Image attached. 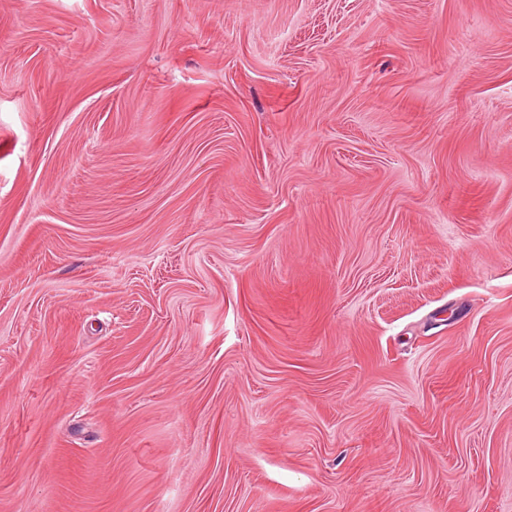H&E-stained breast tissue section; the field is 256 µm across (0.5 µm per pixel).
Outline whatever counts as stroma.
Returning <instances> with one entry per match:
<instances>
[{
  "mask_svg": "<svg viewBox=\"0 0 512 512\" xmlns=\"http://www.w3.org/2000/svg\"><path fill=\"white\" fill-rule=\"evenodd\" d=\"M0 512H512V0H0Z\"/></svg>",
  "mask_w": 512,
  "mask_h": 512,
  "instance_id": "obj_1",
  "label": "stroma"
}]
</instances>
